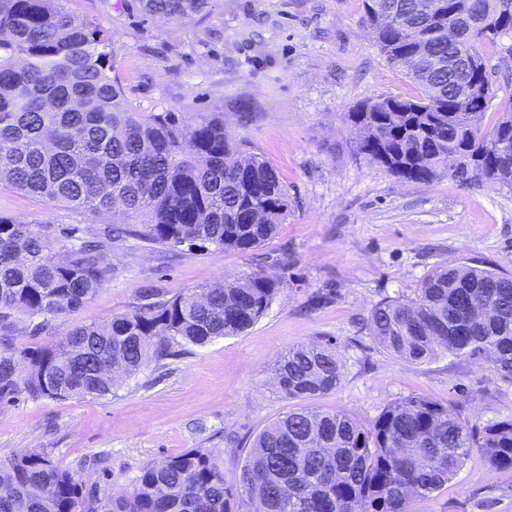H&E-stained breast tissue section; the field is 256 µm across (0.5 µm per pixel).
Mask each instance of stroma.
I'll use <instances>...</instances> for the list:
<instances>
[{
	"label": "stroma",
	"mask_w": 512,
	"mask_h": 512,
	"mask_svg": "<svg viewBox=\"0 0 512 512\" xmlns=\"http://www.w3.org/2000/svg\"><path fill=\"white\" fill-rule=\"evenodd\" d=\"M67 12L112 36L125 98L139 112L189 120L220 112L244 153L263 155L288 189V217L277 234L246 252L167 251L137 239L133 221L81 214L12 189L0 215L48 231L54 250L66 229H121L105 252L106 280L53 333L18 343L47 345L73 325L100 323L144 302L260 273L281 292L244 333L193 346L164 366L148 364L103 398L19 400L0 406V455L49 449L61 467L107 453L94 481L113 494L130 489L147 463L191 448L224 458L234 482L256 435L300 407L344 412L369 422L390 402L419 395L452 406L482 427L512 419V381L486 364L450 355L412 363L378 347L367 329L375 304L414 295L445 262L512 274V189L465 186L441 176L409 182L357 153L347 113L360 101L418 93L389 64L363 22L362 0H212L186 23L146 16L140 0H62ZM496 97L492 125L512 106V39L489 52ZM248 107L252 119L239 123ZM330 295L317 305L319 294ZM331 343L343 364L336 390L310 401L279 390L275 368L290 347ZM411 512H512V470L472 454L458 474Z\"/></svg>",
	"instance_id": "obj_1"
}]
</instances>
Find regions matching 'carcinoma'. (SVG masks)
Wrapping results in <instances>:
<instances>
[{"label":"carcinoma","mask_w":512,"mask_h":512,"mask_svg":"<svg viewBox=\"0 0 512 512\" xmlns=\"http://www.w3.org/2000/svg\"><path fill=\"white\" fill-rule=\"evenodd\" d=\"M211 0H141L147 15L181 22ZM464 12L470 0H364L371 34L387 61L409 54L422 66L407 72L419 94L358 103L347 114L364 137L357 151L370 163L412 182L440 176L442 156L472 154L469 113L455 101L448 58V3ZM500 34L474 33L485 48L512 37V14ZM112 38L95 23L64 10L61 0H0V188L77 211L122 213L141 225L140 239L170 251L184 245L251 251L288 217V191L263 156L234 148L224 114L180 122L169 112L145 115L128 106L114 74ZM490 137L512 141V109ZM453 176L460 183L498 179L512 185V149L487 153ZM256 207L265 220L253 223ZM61 261L49 236L0 216V403L25 397L84 399L112 394L111 362L134 376L151 361L179 355L252 327L280 292L259 274L219 282L202 292L182 289L135 306L103 323L73 326L46 346H18L75 311L104 282L106 242L82 237ZM370 336L383 350L424 363L439 353L484 359L512 381V275L479 266L441 264L406 300L377 304ZM276 375L291 399L335 390L342 362L328 345H296ZM497 469H512V421L475 432L447 406L407 396L367 425L342 412L293 410L255 437L236 483L224 460L191 448L144 465L132 488L111 490L59 467L43 449L0 457V512H409L411 502L448 483L472 452Z\"/></svg>","instance_id":"carcinoma-1"}]
</instances>
